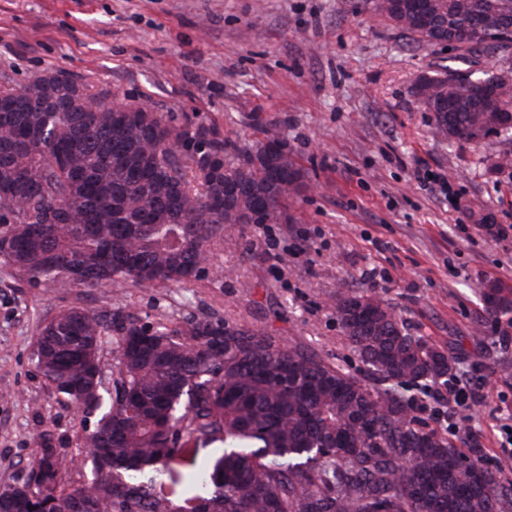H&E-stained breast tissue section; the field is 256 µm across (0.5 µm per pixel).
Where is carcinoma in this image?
<instances>
[{"mask_svg": "<svg viewBox=\"0 0 512 512\" xmlns=\"http://www.w3.org/2000/svg\"><path fill=\"white\" fill-rule=\"evenodd\" d=\"M375 14L415 42L452 39L474 54L512 48V31L483 46L512 0H372ZM451 71L416 85L436 134L480 143L512 137V65L478 106ZM0 264L30 284H73L72 267L112 254L85 287L195 286L201 257L226 225L283 224L307 188L301 165L264 138L224 158L216 127L173 125L144 103L107 99L56 74L0 87ZM486 314L512 328V286L481 288ZM336 319L363 379L265 330L222 320L183 326L78 306L39 329L35 367L55 393L96 425L78 436L94 478L66 480L45 437L25 478L0 490V512H504L512 488L448 439L415 424L402 386L446 385L455 358L408 331L374 294L336 296ZM112 343L107 391L89 366ZM222 454L201 459L198 444Z\"/></svg>", "mask_w": 512, "mask_h": 512, "instance_id": "obj_1", "label": "carcinoma"}]
</instances>
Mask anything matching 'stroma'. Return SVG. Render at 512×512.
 Segmentation results:
<instances>
[{
    "label": "stroma",
    "instance_id": "35a3bbf8",
    "mask_svg": "<svg viewBox=\"0 0 512 512\" xmlns=\"http://www.w3.org/2000/svg\"><path fill=\"white\" fill-rule=\"evenodd\" d=\"M469 63L411 43L363 0H0V85L46 72L147 103L176 125L217 127L225 151L276 127L308 173L285 224H239L186 290L33 286L0 265V486L50 435L66 458L95 416L58 396L32 360L39 326L71 306L147 322L222 319L278 336L359 378L336 320L339 292L382 298L457 357L483 402L449 415L436 389L406 390L417 423L483 456L512 485V329L486 318L489 281L512 285V140L435 135L419 77ZM444 174L447 189L417 171Z\"/></svg>",
    "mask_w": 512,
    "mask_h": 512
}]
</instances>
